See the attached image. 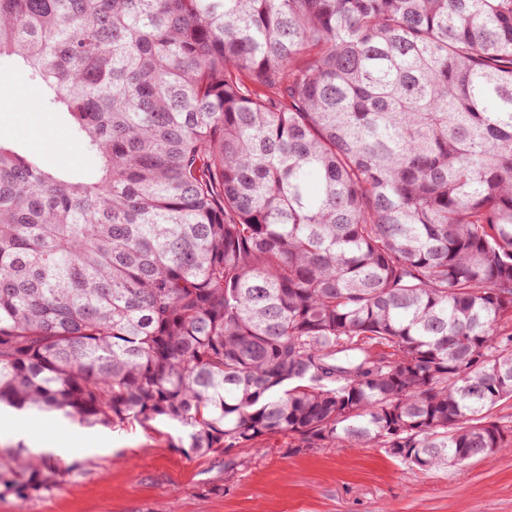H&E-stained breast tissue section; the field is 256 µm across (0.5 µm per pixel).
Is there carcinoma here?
<instances>
[{
	"label": "carcinoma",
	"instance_id": "cac0c4a2",
	"mask_svg": "<svg viewBox=\"0 0 512 512\" xmlns=\"http://www.w3.org/2000/svg\"><path fill=\"white\" fill-rule=\"evenodd\" d=\"M2 61L96 174L0 133V404L512 451V0H0Z\"/></svg>",
	"mask_w": 512,
	"mask_h": 512
}]
</instances>
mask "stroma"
Instances as JSON below:
<instances>
[{
  "label": "stroma",
  "instance_id": "stroma-1",
  "mask_svg": "<svg viewBox=\"0 0 512 512\" xmlns=\"http://www.w3.org/2000/svg\"><path fill=\"white\" fill-rule=\"evenodd\" d=\"M0 132L47 168L95 173L40 88L16 71L0 79ZM23 422L28 451L67 449L83 470L38 494L0 496V512H512V454L419 471L379 447L293 448L284 436L188 454L181 428L165 420L87 427L80 439L59 416Z\"/></svg>",
  "mask_w": 512,
  "mask_h": 512
}]
</instances>
